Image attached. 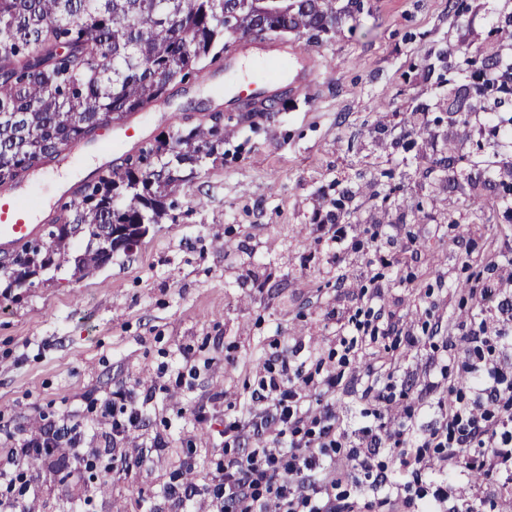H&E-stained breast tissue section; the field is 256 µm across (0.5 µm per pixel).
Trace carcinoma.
I'll use <instances>...</instances> for the list:
<instances>
[{"instance_id":"1","label":"carcinoma","mask_w":512,"mask_h":512,"mask_svg":"<svg viewBox=\"0 0 512 512\" xmlns=\"http://www.w3.org/2000/svg\"><path fill=\"white\" fill-rule=\"evenodd\" d=\"M236 14L242 37L266 40L283 24L319 42L336 25V0H0V186L25 179L63 148L90 141L112 115L131 116L175 85L206 77L224 61V13ZM439 79L474 83V74L495 70L500 60L462 52L454 64L442 54ZM500 142L479 149L472 165L491 168ZM224 113L120 157L85 179L69 204L47 221L63 232L0 258L6 289L46 282L61 270L65 246L84 235L74 258L82 279L112 263L104 239L115 224L177 221L171 187L188 182L203 162L223 157Z\"/></svg>"}]
</instances>
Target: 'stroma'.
<instances>
[{"mask_svg": "<svg viewBox=\"0 0 512 512\" xmlns=\"http://www.w3.org/2000/svg\"><path fill=\"white\" fill-rule=\"evenodd\" d=\"M492 16H512V0H486L460 16L448 0H363L318 43L287 34L285 44L311 47L325 74L270 120L251 126L225 112L224 156L177 190L179 223L150 225L140 244L89 277L65 267L55 281L0 297V444L68 417L85 433V458L102 463L96 478H74L63 446L21 468L34 490L28 512H67L74 502L84 512H178L165 488L204 484L223 465L224 414L245 407L274 338L329 352L324 317L338 309L372 307L415 337L399 347L403 390L383 419L386 431L437 420L424 407L425 387L441 368H460L451 351L459 327L479 315L489 333L500 327L497 306L512 294V220L499 210L473 213L463 195L416 170L419 154L449 138L459 155L454 174L466 182V155L495 143L493 134L438 112L429 144L406 119L414 106L448 96L428 69L432 53L454 56L462 41L486 49ZM223 106V72L174 89L129 119L136 135L113 143L112 155ZM386 167L401 186L398 207L382 224L352 221L345 258L333 263L313 231L316 213L367 184L383 190ZM412 203L419 214L409 213ZM478 278L488 295H464L462 285ZM390 347L382 339L363 348L337 387L345 418L359 420L360 378ZM131 387L151 397L150 411L138 433L116 444L102 405ZM199 406L212 420L195 421ZM102 480L104 493L96 489ZM485 485L464 475L448 491L449 506L512 512V500L479 503Z\"/></svg>", "mask_w": 512, "mask_h": 512, "instance_id": "obj_1", "label": "stroma"}]
</instances>
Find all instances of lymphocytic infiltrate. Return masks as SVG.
Returning a JSON list of instances; mask_svg holds the SVG:
<instances>
[{"instance_id": "1", "label": "lymphocytic infiltrate", "mask_w": 512, "mask_h": 512, "mask_svg": "<svg viewBox=\"0 0 512 512\" xmlns=\"http://www.w3.org/2000/svg\"><path fill=\"white\" fill-rule=\"evenodd\" d=\"M355 329L348 334L344 319H337L343 352L316 379L304 373L299 361L303 354L315 359V352L300 343L280 344L248 406L224 421V471L206 487L214 512H362L351 478L355 471L385 489L383 505L398 502L410 512H441L449 486L461 475L458 461L466 453L472 464L482 465L489 479L487 491L512 497V370L502 365L512 351V330L501 329L505 341L489 359L484 325L471 323L465 337L469 357L460 367L469 395L449 402L439 426L386 437L383 409L392 403V394L367 388L366 398L374 399L377 407L352 432L336 410V388L357 349L358 333L374 338L393 333L391 325L382 322L373 326L359 321ZM81 442L77 428L65 422L21 440L7 452L13 464L0 467V485L14 486L17 466L50 458L60 444L76 449ZM384 447L396 454V467L380 461ZM409 475L417 481L429 476L428 489L413 498L403 496Z\"/></svg>"}]
</instances>
